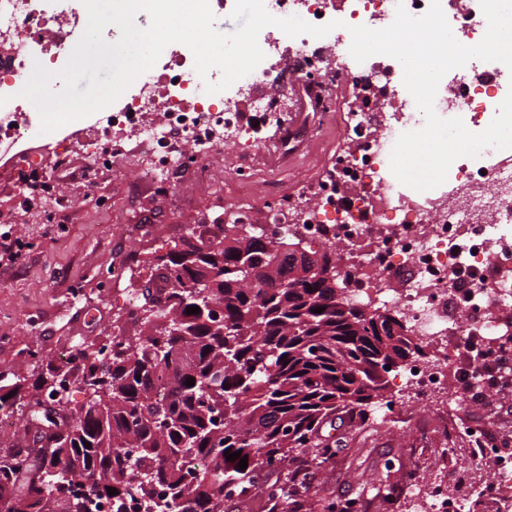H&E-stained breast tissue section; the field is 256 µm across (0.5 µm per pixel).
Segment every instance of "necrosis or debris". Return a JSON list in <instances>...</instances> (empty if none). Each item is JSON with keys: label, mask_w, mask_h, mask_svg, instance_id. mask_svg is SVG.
<instances>
[{"label": "necrosis or debris", "mask_w": 512, "mask_h": 512, "mask_svg": "<svg viewBox=\"0 0 512 512\" xmlns=\"http://www.w3.org/2000/svg\"><path fill=\"white\" fill-rule=\"evenodd\" d=\"M271 13H288L313 25L340 21L322 38L307 34L289 41L302 68L295 92L307 98V111L318 121L303 127L318 133L321 120L344 123L351 145L337 152L305 198L253 193L256 137L240 109L241 89H253L252 111L269 115L275 99L257 86L276 79L284 67L277 41L262 30L258 42L264 60L228 89L209 94L205 82H218L219 70L200 78L192 51L173 43L156 65L140 75L130 90L108 106L103 127L92 133L81 151L86 172L120 171L133 152L122 134L138 128L152 155L148 177L157 183L185 174L205 173L201 157L224 142L238 145L230 180L241 194L236 220L260 222L263 230L335 245L347 295L372 309L389 307L403 315L414 337L430 350L426 359L410 361L399 372L411 406L445 412L454 396L449 373L460 370L472 351L487 359H512V150L485 149L479 158L462 157L451 165L442 185L419 192L398 188L387 176L391 151L403 133L419 129L424 117L413 98H400L401 64L387 55L357 62L350 54V27L389 26L397 5L414 16L426 13L431 0H264ZM460 43L481 41L487 20L479 0L466 11L455 0H440ZM63 0H0V35L14 44L10 63L0 67V143H23L10 165L37 178L36 198L61 204L57 173L46 171L47 159L63 165L69 149L40 131L19 95L22 73L37 59L61 71L74 48L73 30L65 21ZM53 28L51 53L41 37ZM512 71L500 62L474 59L446 73L435 99L437 113L462 118L474 132L488 127L512 86ZM354 82L374 89L375 99L355 112L335 107L337 83ZM156 112L160 123L147 125Z\"/></svg>", "instance_id": "1"}]
</instances>
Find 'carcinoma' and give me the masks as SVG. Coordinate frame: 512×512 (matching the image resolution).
<instances>
[{
	"instance_id": "1",
	"label": "carcinoma",
	"mask_w": 512,
	"mask_h": 512,
	"mask_svg": "<svg viewBox=\"0 0 512 512\" xmlns=\"http://www.w3.org/2000/svg\"><path fill=\"white\" fill-rule=\"evenodd\" d=\"M170 246L143 261L142 333L108 361L81 345L83 403L43 396L59 366L38 351L27 349L40 364L28 376L0 366V414L20 415L22 428L0 440V512H90L100 499L125 512L133 493L155 512H224L257 498L261 512H358L324 491L336 449L322 431L341 411L381 404L385 374L420 352L409 337L392 340L403 317L301 274L300 243L285 236L206 224ZM317 253L339 272L335 246ZM236 452L247 468L226 459ZM83 484L88 493L73 491Z\"/></svg>"
}]
</instances>
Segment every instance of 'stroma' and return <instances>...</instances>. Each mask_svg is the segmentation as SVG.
Returning a JSON list of instances; mask_svg holds the SVG:
<instances>
[{"mask_svg":"<svg viewBox=\"0 0 512 512\" xmlns=\"http://www.w3.org/2000/svg\"><path fill=\"white\" fill-rule=\"evenodd\" d=\"M264 154L256 170L254 191H288L303 196L308 186L327 169L337 151L349 140L342 125L326 122L321 134L302 141L292 154H284L273 126L257 129ZM235 149L224 145L206 159L210 174L206 182L177 180L173 191L151 187L145 175L147 158L124 170L85 182L76 177L63 184L65 205L57 220L68 233L59 238L48 225L39 223L36 212L19 206L16 173L0 174V233L22 232L36 242L34 251L17 258L0 254V327L13 330L24 344L35 343L55 364H63L59 348L67 341L87 342L105 335L114 313L126 306L130 292L141 290L144 280L132 269L133 257L146 256L170 241L185 236L196 224H211L220 212H234L238 199L227 189L228 165ZM151 229L149 241H140L134 225ZM129 266L121 279L101 287L100 271ZM84 288L85 301L73 302L72 283ZM43 320L36 335L24 329L27 315ZM340 451L324 475L327 492L339 499L360 496L365 512H380L381 478L394 486L390 512H403L408 501L403 476L406 469L421 470L452 480L458 470H470L479 486H488L493 461L475 462L467 441L440 437L439 419L432 415L398 409L391 416L342 413ZM458 426L492 423L495 432L512 439V388L493 396L489 405L473 407L458 401L451 417ZM448 448L438 458L439 448Z\"/></svg>","mask_w":512,"mask_h":512,"instance_id":"obj_1","label":"stroma"}]
</instances>
